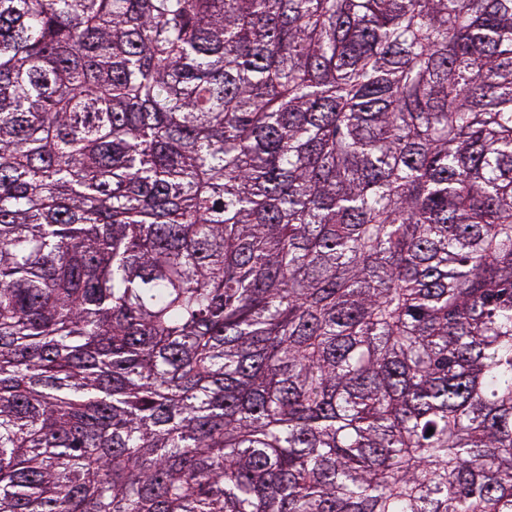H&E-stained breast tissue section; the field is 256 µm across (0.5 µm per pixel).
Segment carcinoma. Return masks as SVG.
<instances>
[{"instance_id": "obj_1", "label": "carcinoma", "mask_w": 512, "mask_h": 512, "mask_svg": "<svg viewBox=\"0 0 512 512\" xmlns=\"http://www.w3.org/2000/svg\"><path fill=\"white\" fill-rule=\"evenodd\" d=\"M0 512H512V0H0Z\"/></svg>"}]
</instances>
